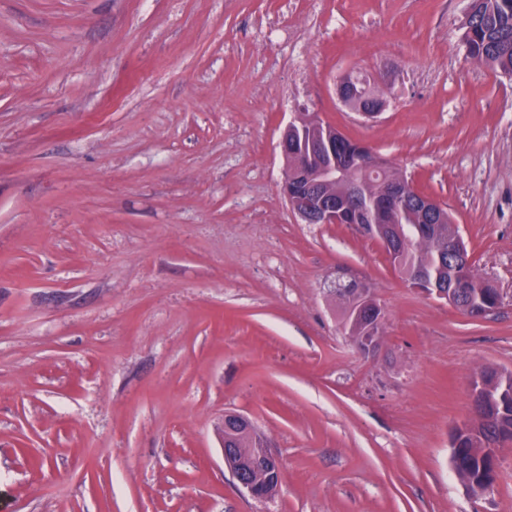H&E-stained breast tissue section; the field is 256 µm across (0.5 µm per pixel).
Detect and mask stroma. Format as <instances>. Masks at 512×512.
Returning <instances> with one entry per match:
<instances>
[{
  "mask_svg": "<svg viewBox=\"0 0 512 512\" xmlns=\"http://www.w3.org/2000/svg\"><path fill=\"white\" fill-rule=\"evenodd\" d=\"M469 0H0V512H512V444L472 495L450 433L512 371V78ZM387 99L342 105L347 71ZM314 117L446 206L502 301L412 288L353 224L282 194ZM372 288L361 355L335 281ZM249 418L283 481L224 465ZM384 319L385 309L369 290L364 289L361 299L350 301L346 310V324L348 327L353 324H361L364 327V336L360 329H349L352 339L354 336H360V339L354 342L358 351L369 354L378 348V328ZM227 418L228 417L225 415L224 428H227ZM228 420L230 426L228 429L224 430L225 437L223 440L226 447H224L223 444L224 448H222L224 464L231 471L238 485L251 497L259 501L271 498L272 496H270L269 493L263 494L261 492L258 483L263 490H270L276 485V482H273L272 477L267 478V472L264 469H257V467L258 465H261V467L266 466L267 469L276 476L278 482L276 486L277 491L282 482L281 463L279 459L269 449L270 446L268 444L263 445L265 448H257V442L253 435L248 433L246 427L238 425L236 419L228 418ZM250 448H256L257 450L252 458V450ZM236 453L239 456L249 458L239 457ZM251 471L253 478L258 483L253 481L250 477Z\"/></svg>",
  "mask_w": 512,
  "mask_h": 512,
  "instance_id": "35a3bbf8",
  "label": "stroma"
}]
</instances>
